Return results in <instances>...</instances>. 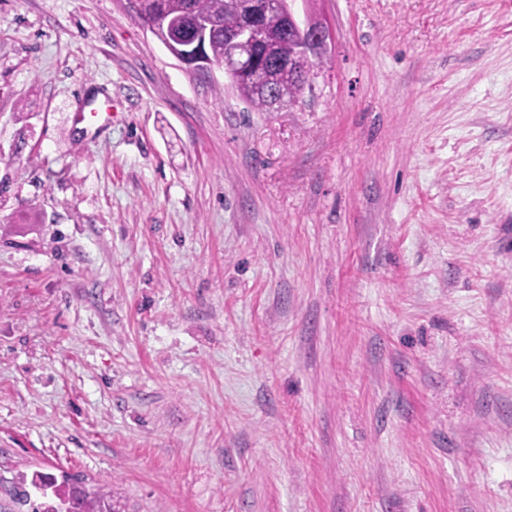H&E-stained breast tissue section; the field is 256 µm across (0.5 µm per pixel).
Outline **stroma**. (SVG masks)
Instances as JSON below:
<instances>
[{
    "label": "stroma",
    "instance_id": "stroma-1",
    "mask_svg": "<svg viewBox=\"0 0 512 512\" xmlns=\"http://www.w3.org/2000/svg\"><path fill=\"white\" fill-rule=\"evenodd\" d=\"M290 7L333 38L260 112L126 0H0V512H512V0ZM77 483L78 478L62 475V482L58 484L62 495L72 501L75 512H112L107 495L94 493L90 496Z\"/></svg>",
    "mask_w": 512,
    "mask_h": 512
}]
</instances>
